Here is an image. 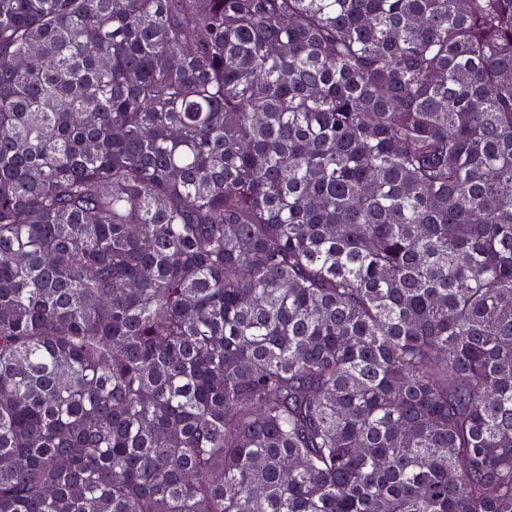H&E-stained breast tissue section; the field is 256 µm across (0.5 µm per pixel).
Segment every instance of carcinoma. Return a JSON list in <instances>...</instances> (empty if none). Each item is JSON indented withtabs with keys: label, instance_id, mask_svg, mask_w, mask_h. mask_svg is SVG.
<instances>
[{
	"label": "carcinoma",
	"instance_id": "obj_1",
	"mask_svg": "<svg viewBox=\"0 0 512 512\" xmlns=\"http://www.w3.org/2000/svg\"><path fill=\"white\" fill-rule=\"evenodd\" d=\"M0 512H512V0H0Z\"/></svg>",
	"mask_w": 512,
	"mask_h": 512
}]
</instances>
